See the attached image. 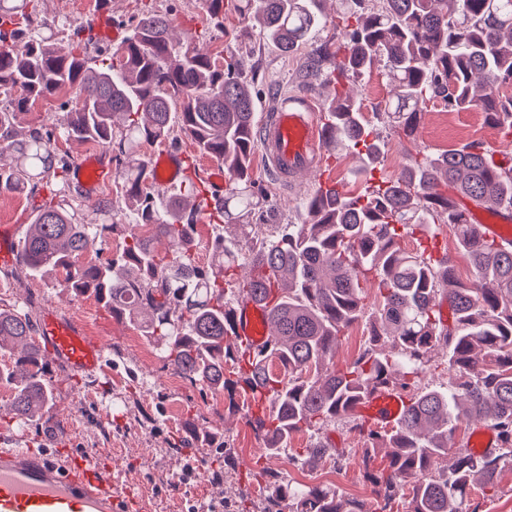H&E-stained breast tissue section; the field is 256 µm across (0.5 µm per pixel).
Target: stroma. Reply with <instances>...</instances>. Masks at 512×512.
<instances>
[{"instance_id":"obj_1","label":"stroma","mask_w":512,"mask_h":512,"mask_svg":"<svg viewBox=\"0 0 512 512\" xmlns=\"http://www.w3.org/2000/svg\"><path fill=\"white\" fill-rule=\"evenodd\" d=\"M95 5L96 0H34L40 16L67 22L73 28L92 18ZM212 45L219 51L245 54V77L259 93L258 109L303 96L309 100L316 122H323V89L304 67L311 46L288 56L279 54L260 42L257 28L241 19L230 5L224 8V30L214 33ZM350 86L363 98L365 119L375 123L387 143L375 177L397 176L407 163V153L396 131L379 116L389 96L381 70L351 81ZM472 140L512 153V139L490 126L481 110L447 112L431 105L423 113L417 144L426 153L436 155ZM318 160L326 180L353 193L363 190V181L353 180L351 175L357 164L352 153L323 149ZM252 175L268 194L256 228L258 236L272 239L281 225L301 223L299 204L316 186L312 173L301 174L288 188L275 184L258 151L253 155ZM96 195L112 199L113 220L118 226L99 253L104 259L119 248L135 215L118 177L102 184ZM50 303L106 342L109 370L91 380L49 370L53 399L25 423L10 419L14 389L0 381V448H48L82 454L90 465L108 468L113 480L140 500L143 512H198L203 502L218 512H265L263 488L276 475L295 486L324 485L370 510L375 508L367 473L383 469L386 460L380 454L364 463V443L348 425L339 423L329 431L337 450L335 459L313 466L287 464L285 455L265 451L263 440L247 425L244 411L229 410L224 393L200 391L164 365L156 346L141 337L137 325L115 320L93 294H63L54 277L34 278L24 271L0 281V308L25 307L36 316ZM189 418L223 436L230 453L228 461L217 460L210 449L182 444V426Z\"/></svg>"}]
</instances>
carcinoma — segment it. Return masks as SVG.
<instances>
[{"instance_id": "carcinoma-1", "label": "carcinoma", "mask_w": 512, "mask_h": 512, "mask_svg": "<svg viewBox=\"0 0 512 512\" xmlns=\"http://www.w3.org/2000/svg\"><path fill=\"white\" fill-rule=\"evenodd\" d=\"M33 0H0V191L28 192L32 221L15 267L53 274L63 293L91 292L117 319L151 316L138 324L173 366L200 390L224 391L247 405L246 420L271 454L333 456L325 433L353 420L364 439L365 462L384 451L387 466L369 473L378 509L343 499L336 490L296 488L275 478L269 505L288 512H386L410 486L405 512H467L474 485L490 492L512 466V239L481 237L474 210L512 222V154L495 156L470 141L436 156L420 149L396 177L350 196L317 186L302 199L305 219L282 225L270 241L250 235L244 219L266 193L252 178L255 93L245 80L244 58L223 57L196 33L174 35L166 13L143 9L128 35L113 45L93 24L74 29L64 53L57 46L64 24L28 10ZM235 11L259 24V36L288 55L327 26L336 40L317 45L306 67L330 90L324 143L360 156L361 178L380 153V136L365 121L361 102L343 93L345 82L384 64L390 86L386 116L399 137L416 141L428 105L447 112L479 106L487 121L512 138V0H341L330 20L323 0H231ZM225 0H202L204 28L224 27ZM76 106L60 125L42 124L18 137L20 115L61 92ZM178 132L184 165L198 157L224 166V197L214 219L236 226L248 252L217 233L211 263L193 258L202 194L196 175L183 191L165 197L151 182L144 142ZM91 142L117 163L122 190L143 232L129 229L111 259L84 264L80 256L113 231L112 199L93 205L99 224L79 218L72 195L74 158L57 142ZM454 230L457 249L474 280L458 278L454 260L424 250L408 252L399 240L415 226ZM374 294L366 303L367 289ZM242 296L269 306L274 330L266 349L245 355L228 336V301ZM366 321L370 332L350 364L334 362L345 330ZM21 347L0 380L14 385L12 417L30 421L52 400L34 342V324L21 308L0 309V350ZM446 387L425 382L438 369ZM375 385H392L408 399L394 428L383 431L353 418L348 408ZM476 422L496 435L493 448L475 452L462 431ZM306 432L305 448L288 447ZM203 448L224 443L189 424Z\"/></svg>"}]
</instances>
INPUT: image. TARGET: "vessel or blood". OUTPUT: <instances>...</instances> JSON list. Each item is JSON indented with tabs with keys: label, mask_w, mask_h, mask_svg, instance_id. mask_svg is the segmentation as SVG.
Here are the masks:
<instances>
[{
	"label": "vessel or blood",
	"mask_w": 512,
	"mask_h": 512,
	"mask_svg": "<svg viewBox=\"0 0 512 512\" xmlns=\"http://www.w3.org/2000/svg\"><path fill=\"white\" fill-rule=\"evenodd\" d=\"M255 135L279 182L318 164L323 131L308 100H292L276 108L256 127ZM153 171L158 191L172 189L185 173L181 155L162 154ZM74 174L91 188L105 180L109 170L92 159L75 167ZM19 232V226L12 225L0 233V264H12ZM230 327L231 336L251 350L262 348L269 336L264 306L249 299L231 307ZM37 346L60 372L94 378L106 369L103 340L89 335L81 321L55 305H46L40 313ZM406 401L396 388L381 387L354 410L375 426L389 428L398 421ZM133 501L129 492L83 458L67 459L47 449L0 448V512H128Z\"/></svg>",
	"instance_id": "b4317fda"
}]
</instances>
